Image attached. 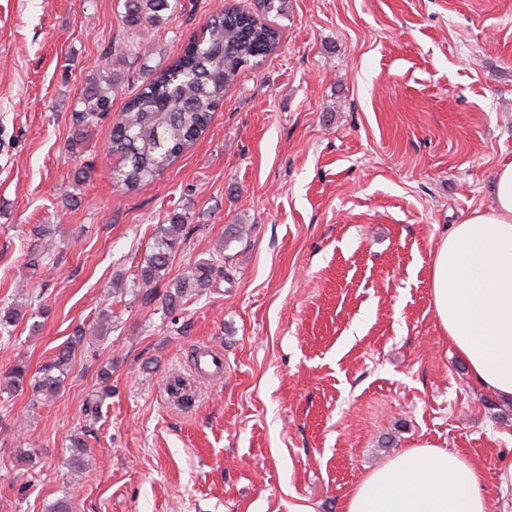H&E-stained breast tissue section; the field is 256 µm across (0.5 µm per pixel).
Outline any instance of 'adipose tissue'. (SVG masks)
I'll list each match as a JSON object with an SVG mask.
<instances>
[{"instance_id": "adipose-tissue-1", "label": "adipose tissue", "mask_w": 512, "mask_h": 512, "mask_svg": "<svg viewBox=\"0 0 512 512\" xmlns=\"http://www.w3.org/2000/svg\"><path fill=\"white\" fill-rule=\"evenodd\" d=\"M494 205L440 239L431 260L433 305L472 381L512 400V161L492 180ZM342 512H486L480 465L418 442L373 469Z\"/></svg>"}]
</instances>
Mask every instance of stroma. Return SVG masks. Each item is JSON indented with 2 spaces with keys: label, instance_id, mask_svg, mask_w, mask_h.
<instances>
[{
  "label": "stroma",
  "instance_id": "stroma-1",
  "mask_svg": "<svg viewBox=\"0 0 512 512\" xmlns=\"http://www.w3.org/2000/svg\"><path fill=\"white\" fill-rule=\"evenodd\" d=\"M255 6L178 0L138 37L124 0H0V308L21 311L0 330V512L60 499L70 512H342L421 441L479 463L488 512H512V402L472 382L430 287L437 242L492 206L512 160V0H287L280 49L127 193L107 148L145 70L224 9ZM102 70L111 110L80 124ZM175 214L186 237L145 291L138 274ZM39 224L54 248L32 267ZM231 224L248 234L225 242ZM219 250L210 288L168 305ZM105 309V337L89 334ZM80 330L53 402L6 390L14 364L38 372ZM203 350L223 372L198 369ZM107 364L112 397L92 422L83 405ZM176 374L188 403L168 393ZM74 436L88 444L78 472Z\"/></svg>",
  "mask_w": 512,
  "mask_h": 512
}]
</instances>
